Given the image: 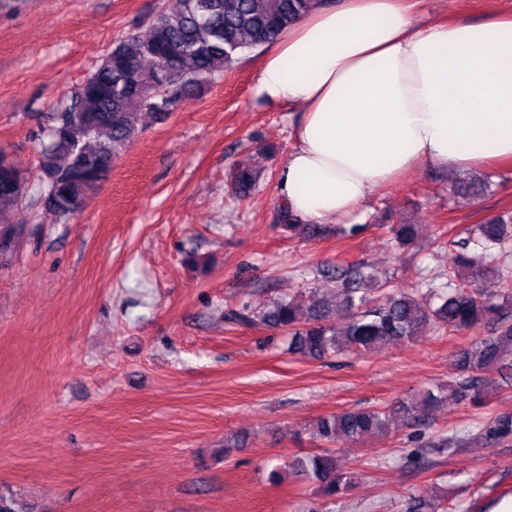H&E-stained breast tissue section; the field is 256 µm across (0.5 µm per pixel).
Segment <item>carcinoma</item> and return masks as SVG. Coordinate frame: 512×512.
<instances>
[{
  "label": "carcinoma",
  "instance_id": "carcinoma-1",
  "mask_svg": "<svg viewBox=\"0 0 512 512\" xmlns=\"http://www.w3.org/2000/svg\"><path fill=\"white\" fill-rule=\"evenodd\" d=\"M324 0H174L148 25L116 41L77 91L51 116L40 142L41 216L53 223L70 220L84 206L112 167V161L138 133L144 115L166 120L185 99L200 97L212 80L232 70L243 55L271 43L278 34ZM260 171L237 168L232 186L248 196ZM27 197L21 172L0 153V216L23 206ZM281 223L308 239L324 234L321 224H304L289 210ZM400 249L417 243L416 224L390 227ZM448 268V289L429 287L421 295L385 290L388 278L369 264L336 265L324 271V287L309 292L314 301L301 316L303 292L284 295L258 310L244 304L228 319L286 332L291 354L323 360L345 352L381 349L440 331H465L483 322L498 325L493 335L457 351L460 379L437 384L391 408H351L323 416L313 435L325 448L288 462L324 495L341 494L350 478L336 467L339 444L366 434L388 432L396 421H419L448 401L480 403L496 382L486 373L512 367V282L498 257L512 241V211L467 229ZM494 280L499 291L472 287ZM512 436V415L495 417L485 439Z\"/></svg>",
  "mask_w": 512,
  "mask_h": 512
}]
</instances>
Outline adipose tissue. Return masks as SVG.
I'll use <instances>...</instances> for the list:
<instances>
[{"instance_id": "obj_1", "label": "adipose tissue", "mask_w": 512, "mask_h": 512, "mask_svg": "<svg viewBox=\"0 0 512 512\" xmlns=\"http://www.w3.org/2000/svg\"><path fill=\"white\" fill-rule=\"evenodd\" d=\"M253 97L297 110L281 197L313 224L423 165L512 164V11L420 26L404 0H327L266 46Z\"/></svg>"}]
</instances>
